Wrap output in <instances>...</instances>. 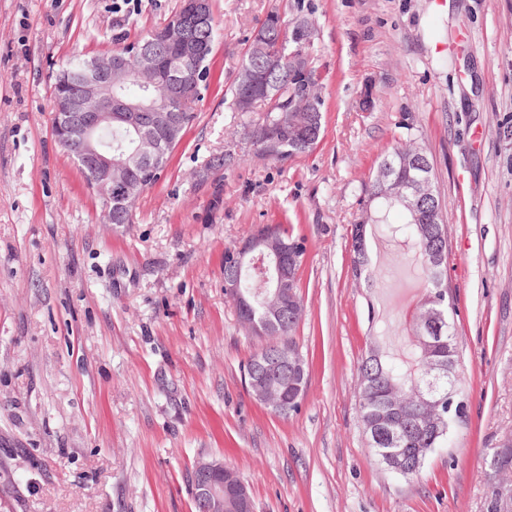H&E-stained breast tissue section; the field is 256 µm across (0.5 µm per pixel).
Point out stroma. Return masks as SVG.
Wrapping results in <instances>:
<instances>
[{
	"instance_id": "stroma-1",
	"label": "stroma",
	"mask_w": 512,
	"mask_h": 512,
	"mask_svg": "<svg viewBox=\"0 0 512 512\" xmlns=\"http://www.w3.org/2000/svg\"><path fill=\"white\" fill-rule=\"evenodd\" d=\"M112 2L0 0V512H195L202 458L237 472L255 512H488L486 458L512 437V0H213L197 119L117 228L55 141L51 84L180 0ZM274 8L312 21L323 100L316 147L278 163L228 91ZM398 141L434 164L465 406L411 479L369 448L357 397L399 293L350 269L363 185ZM261 224L307 240L308 381L285 416L247 390L265 341L224 293L225 248Z\"/></svg>"
}]
</instances>
